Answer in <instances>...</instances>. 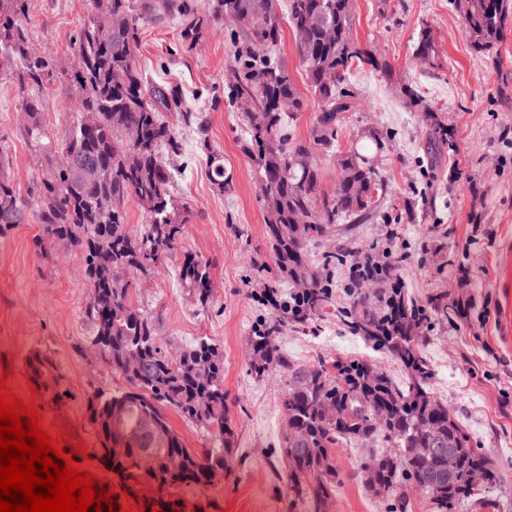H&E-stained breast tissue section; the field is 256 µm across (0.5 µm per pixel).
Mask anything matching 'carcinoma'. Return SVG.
Here are the masks:
<instances>
[{"label":"carcinoma","mask_w":512,"mask_h":512,"mask_svg":"<svg viewBox=\"0 0 512 512\" xmlns=\"http://www.w3.org/2000/svg\"><path fill=\"white\" fill-rule=\"evenodd\" d=\"M123 20L118 31L107 35L95 24L102 15ZM27 0H0V63L15 69L21 87L43 89L53 80L52 61L29 46L25 31ZM248 22L244 35L234 40L227 87L233 100L248 99L251 110L244 113L249 139L242 145L255 162L261 183L266 232L274 253L277 277L290 284L306 277L307 287L288 292L282 318L255 329L251 346L254 358L250 374L260 379L273 369L287 373L283 411L297 425L305 440V452L289 453L292 443L282 436L279 448L288 461V480L300 499H307L313 512L336 494L340 474L332 450L345 444L367 447L385 444L389 453L372 454L361 465L374 464L381 477V498L390 512L405 508L398 490L403 484L417 487L427 498L432 512H458L466 505L495 508L496 503L477 497L465 480L469 469L486 470L487 488L500 485L501 477L492 463L475 448L469 434L431 390L434 376L423 353L424 332L439 320L454 321L466 314L459 302L448 303L441 291L419 300L406 288L398 261L380 266L364 258L352 279L350 304L338 309L348 331L388 354L406 375L402 386L363 361L336 360L332 367L320 363L294 365L281 352L274 333L282 322L308 324L320 319L334 302L332 283L322 277L308 254L310 243L333 226L364 219L374 212L375 195L383 179L371 167L385 142L376 133L369 142L356 143L338 159L340 175L336 191H320V169L315 151L328 150L336 141L337 126L351 110L353 93L347 78L353 68L368 66L381 75L391 74L353 34V0H287V24L304 39L297 51L308 82L321 103L315 117L310 143L297 141L285 130L287 114L303 112L307 100L297 89L288 67L276 61L271 50L281 39V24L275 0H209L207 13L192 15L182 30L184 40L195 42L205 23L219 18ZM140 15L131 0H92V15L79 30L73 50L77 61L74 75L82 99V111L98 114L93 132L82 131L81 120L73 119L63 140L51 136L41 115L47 109L37 93L22 98L31 124L23 134L32 148L46 157L67 154L79 163H94L100 175L87 186L79 170L52 167L32 190L34 211L41 231L33 246L47 257L57 245L80 254L91 286L112 292V309L101 312L90 305L86 319L93 326V340L112 372L122 376L127 387L116 394L97 391L87 400V419L93 427L97 447L90 455L102 466L119 471L128 488L157 482L165 494L158 499L130 493L142 512H182L185 491L202 493L208 488L209 472L229 467L235 452V431L226 416L224 364L208 379L200 378L196 366L208 354L223 357L220 344L202 338L174 353L157 337L152 317L131 302V283L124 276L131 270L146 272L174 251L184 235L180 208L169 189L163 152H178L181 143L162 118L170 106L168 94L147 86L135 59V35ZM471 46L489 53L503 31L512 24V0H468L463 16ZM435 48L427 31H422L416 54L424 61L434 58ZM425 118L441 146H450L451 134L438 115L423 106ZM135 200L147 217L140 231L128 228L126 202ZM25 205L7 179L0 178V229L20 224ZM211 263L185 253L179 267L184 287L206 305L212 295ZM387 285L372 298L358 291L361 283ZM418 332L410 334L411 325ZM135 352L146 367L140 373L126 369V355ZM32 384L56 404L63 399L58 390L60 375L53 359L38 353L27 358ZM336 406V417L324 410ZM119 408L133 432L142 422L155 424L162 439L159 456L177 453L182 468L171 472L164 465L149 475L136 469L135 459L144 445L134 440L124 459H109L106 448L112 439L107 426L110 411ZM217 437L200 451L185 446L171 427L167 410ZM427 420L446 452L428 461L409 459L406 448L428 446L427 433L419 423ZM320 467V477L312 468Z\"/></svg>","instance_id":"carcinoma-1"}]
</instances>
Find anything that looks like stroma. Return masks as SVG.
<instances>
[{
    "label": "stroma",
    "instance_id": "obj_1",
    "mask_svg": "<svg viewBox=\"0 0 512 512\" xmlns=\"http://www.w3.org/2000/svg\"><path fill=\"white\" fill-rule=\"evenodd\" d=\"M161 0H135L144 21L137 33V60L144 78L178 95L192 114L166 113L182 143L169 160L170 192L185 218L181 248L162 264L129 272L132 302L152 315L170 349L206 336L221 344L227 415L236 433V452L223 485L208 495L225 512H310L289 487L288 464L279 440L284 375L262 379L248 371L250 339L258 325L278 315L263 299L261 266L273 264L266 234L259 175L241 150L246 136L244 103H229L225 75L232 55L230 35L240 23L216 20L197 44L181 37L186 22L167 14ZM353 34L392 67L390 78L355 71L352 109L338 129L336 149L320 155L321 190L332 193L338 155L365 133L378 132L386 146L377 162L385 190L372 218L335 225L312 243L309 255L394 250L411 292L423 298L441 290L465 303V318L436 323L423 350L434 369L432 388L461 422L473 442L502 474L495 512H512V28L494 55L474 53L452 0H354ZM91 12V0H28L30 44L56 62L43 120L64 138L81 111L73 74L74 36ZM430 30L434 63L415 49ZM308 106L292 122V134L309 140L318 101L297 54L291 29L276 49ZM415 87L452 132L451 147H435L422 113L405 108L402 86ZM16 78L0 71V150L9 164L0 170L22 198L48 166L21 135L25 116ZM221 159L229 182L217 186L213 159ZM40 225L35 217L0 232V370L5 385L24 405H35L50 436H67L91 450L96 436L86 405L95 391L116 392L122 376L91 362L93 334L85 318L91 286L83 260L66 247L51 259L35 251ZM212 264L213 295L200 305L177 275L184 252ZM449 262L438 272L439 262ZM278 344L297 365L336 359L373 363L397 383L405 377L389 357L351 335L328 314L318 326L288 325ZM51 356L62 375L64 407L36 399L26 370L33 353ZM366 448L336 449L341 483L327 512H388L384 500L365 490L359 473Z\"/></svg>",
    "mask_w": 512,
    "mask_h": 512
}]
</instances>
